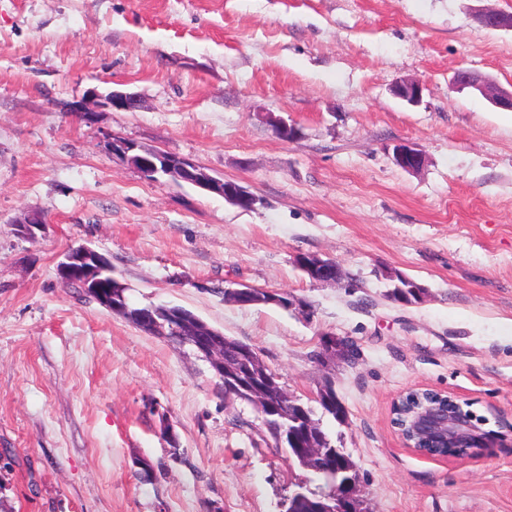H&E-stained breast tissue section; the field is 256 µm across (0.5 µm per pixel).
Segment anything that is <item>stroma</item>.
<instances>
[{
	"label": "stroma",
	"instance_id": "obj_1",
	"mask_svg": "<svg viewBox=\"0 0 512 512\" xmlns=\"http://www.w3.org/2000/svg\"><path fill=\"white\" fill-rule=\"evenodd\" d=\"M485 8L512 0H0V499L13 512H285L298 483L322 487L191 346L67 287L58 265L79 246L107 257L130 304L184 307L255 346L303 403L331 379L347 422L323 426L370 512H512V111L451 88L469 70L512 89V31L481 26ZM411 77L415 107L393 93ZM113 91L134 108L100 104ZM272 115L298 138L280 140ZM115 139L257 202L148 180ZM398 143L423 151L421 171L394 164ZM28 214L45 221L32 239L15 230ZM301 254L345 279L311 282ZM390 270L423 286L419 303L389 299ZM241 284L308 312L225 302ZM327 334L355 359H320ZM412 389L467 403L501 447L408 448L392 405Z\"/></svg>",
	"mask_w": 512,
	"mask_h": 512
}]
</instances>
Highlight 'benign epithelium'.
Masks as SVG:
<instances>
[{
  "label": "benign epithelium",
  "mask_w": 512,
  "mask_h": 512,
  "mask_svg": "<svg viewBox=\"0 0 512 512\" xmlns=\"http://www.w3.org/2000/svg\"><path fill=\"white\" fill-rule=\"evenodd\" d=\"M477 21L490 29L512 30V11L487 9L477 15ZM424 85L416 78H406L396 86V95L410 105L422 100ZM452 89H472L492 105L512 110V89L492 84L469 71L460 70L452 81ZM112 153L123 156L148 179L169 176L210 192L240 209L252 208L255 197L241 185L211 178L203 168L156 150H139L121 140L110 143ZM395 164L409 173H416L425 163L423 153L408 144H397L392 150ZM299 268L314 283H335L344 277L340 265L331 258L318 255H301L296 260ZM62 279L75 283L89 297L103 307L136 323L143 332L154 336H171L179 327L197 326L196 335L182 336L180 342L189 344L224 375V396L253 405L257 412L268 417L272 413L287 416L300 407L298 399L289 395L279 382V377L262 361L259 351L250 344L224 339V345L201 343L200 336H207L206 327L199 324L194 314L184 308L157 305L148 316L130 313L125 295L126 288L112 282V292L104 294L98 283L100 275L110 271L105 257L87 247L71 249L58 266ZM224 301L238 305L277 304L278 294L261 288L243 287L224 289ZM394 422L401 439L408 447L431 457H462L475 449L491 448L501 436L483 430L475 416L464 409L455 398L431 390L410 391L396 400L392 407ZM303 463L321 459L338 462L343 470L352 473L340 482H331L327 489L309 498L294 492L290 500L304 502L309 512H359L350 505L358 501L359 475L344 449L334 446L322 448L309 445L293 448Z\"/></svg>",
  "instance_id": "7a95c632"
}]
</instances>
